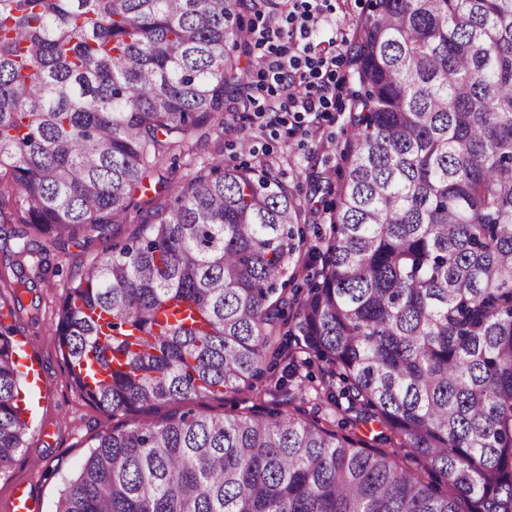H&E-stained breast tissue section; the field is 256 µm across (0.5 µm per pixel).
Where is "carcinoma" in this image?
<instances>
[{
	"mask_svg": "<svg viewBox=\"0 0 512 512\" xmlns=\"http://www.w3.org/2000/svg\"><path fill=\"white\" fill-rule=\"evenodd\" d=\"M257 0H0V212L51 244L142 210L147 169L224 126L227 53ZM321 268L296 189L213 161L67 285V378L114 414L255 388L318 363L315 399L376 422L194 409L100 436L56 512H512V0H372ZM29 278L17 275L9 312ZM0 313V473L24 448L27 372ZM339 390H334L335 383ZM407 449L409 467L398 450Z\"/></svg>",
	"mask_w": 512,
	"mask_h": 512,
	"instance_id": "1",
	"label": "carcinoma"
}]
</instances>
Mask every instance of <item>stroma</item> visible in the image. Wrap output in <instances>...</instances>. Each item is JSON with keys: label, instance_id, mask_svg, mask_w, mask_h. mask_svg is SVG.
<instances>
[{"label": "stroma", "instance_id": "stroma-1", "mask_svg": "<svg viewBox=\"0 0 512 512\" xmlns=\"http://www.w3.org/2000/svg\"><path fill=\"white\" fill-rule=\"evenodd\" d=\"M329 5L311 43L315 52L337 59L335 110L306 115L300 124L288 114L279 124L262 125L254 116L256 106L268 102L277 106L284 98L272 93L259 77L258 53L252 41H245L232 48L231 53L248 71V84L230 101L223 127L211 129L206 137L193 142L190 149L168 160L162 170H148L144 180L146 191L135 196L139 202L150 197L157 204H164L169 196L160 190L159 176L177 182L217 159L228 165L270 166L288 184L298 187L304 207L302 222L307 240L288 270L295 288L305 287L307 279L321 267L322 245L316 232L328 228L335 201L325 188L343 180L342 152L351 134L350 92L355 78L350 46L355 39L357 20L370 12L369 0H329ZM140 227L139 219L133 217L127 223L109 225L102 233L88 230L72 242L45 244L40 256L25 264L35 286L24 294V307L15 315V338L23 346L27 361L38 369L41 384L38 408L29 420L26 446L16 455L10 469L0 474V512H7L15 491L22 486L31 491L37 512H56L66 482L77 472L98 436L127 420L126 414L114 415L97 408L69 385L57 347L55 324L68 280L110 252L113 244L125 242ZM282 374L278 368L256 389L196 397L188 405L218 417L254 405L271 407L279 403L315 412L314 402L303 399L294 384L279 388ZM34 452L42 458L37 469L30 465Z\"/></svg>", "mask_w": 512, "mask_h": 512}]
</instances>
